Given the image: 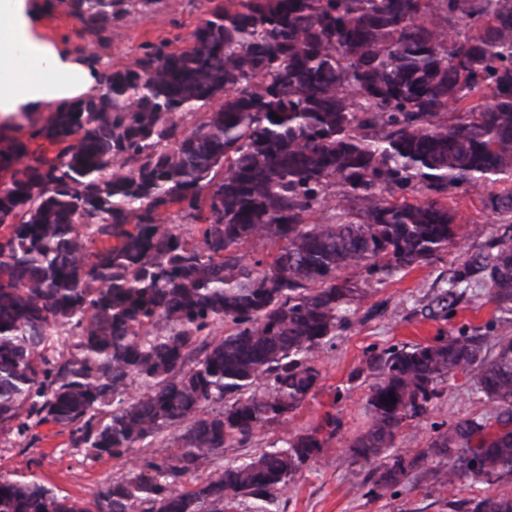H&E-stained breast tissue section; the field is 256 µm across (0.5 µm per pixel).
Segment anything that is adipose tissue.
Listing matches in <instances>:
<instances>
[{
    "mask_svg": "<svg viewBox=\"0 0 512 512\" xmlns=\"http://www.w3.org/2000/svg\"><path fill=\"white\" fill-rule=\"evenodd\" d=\"M39 0H0V119L97 93L95 70L43 38Z\"/></svg>",
    "mask_w": 512,
    "mask_h": 512,
    "instance_id": "adipose-tissue-1",
    "label": "adipose tissue"
}]
</instances>
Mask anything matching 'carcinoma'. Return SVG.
<instances>
[{
  "label": "carcinoma",
  "mask_w": 512,
  "mask_h": 512,
  "mask_svg": "<svg viewBox=\"0 0 512 512\" xmlns=\"http://www.w3.org/2000/svg\"><path fill=\"white\" fill-rule=\"evenodd\" d=\"M208 3L186 47L147 44L132 66L98 73V94L50 105L28 140L0 149V429L52 423L72 447L129 463L87 503L0 475V512L274 499L327 447L336 416L326 437L291 431L186 481L303 405L357 312L345 271L391 277L439 258L461 230L444 199L512 182V0ZM118 5L67 3L90 45ZM257 240L277 252L243 251ZM473 282L512 312V235L453 268L425 316L448 320ZM69 337L68 358L48 352ZM486 341L474 329L369 357L367 424L349 451L378 462L377 487L512 486V337ZM458 372L491 411L448 423L419 455L386 454ZM165 432L175 452L134 454ZM432 458L444 464L425 468ZM452 507L512 512V495Z\"/></svg>",
  "instance_id": "1"
}]
</instances>
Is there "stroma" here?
Segmentation results:
<instances>
[{
    "label": "stroma",
    "instance_id": "obj_1",
    "mask_svg": "<svg viewBox=\"0 0 512 512\" xmlns=\"http://www.w3.org/2000/svg\"><path fill=\"white\" fill-rule=\"evenodd\" d=\"M41 4L45 36L68 53L77 54L85 44L80 23L61 0H41ZM123 4L126 16L113 20L103 42L94 47L104 68L132 65L146 44L186 40L208 10L206 0H123ZM504 188V183L487 182L476 190L460 188L449 197L456 223L478 226L481 232L456 240L440 259L371 282L364 271H348L351 282L365 286L367 295L359 302L352 324L338 330L319 357L321 379L314 392L287 425H270L250 444L225 449L218 463H242L285 437L287 431L321 425L329 413L340 418L339 429L324 451L275 500L268 503L241 497L225 504L224 512H451L452 501L498 493V486L468 480L453 490L425 479L381 490L374 486L371 464L354 461L348 444L365 428L363 404L373 381L367 368L371 354L425 343L464 328L474 327L492 337L512 336V314L498 311L480 288L468 289V301L461 303L449 320L422 315L431 297L447 287L450 268L460 264L475 245L503 235L512 226V213L496 212L487 205L488 199ZM489 409L468 375L457 373L427 415L404 425L393 451L407 457L417 455L431 438L447 429L449 422L479 416ZM31 433L35 440L26 445L15 431L0 430V474H32L59 495L89 502L106 480L119 476L123 469L117 459L87 458L85 449L72 447L68 432L55 425L42 424L33 427Z\"/></svg>",
    "mask_w": 512,
    "mask_h": 512
}]
</instances>
